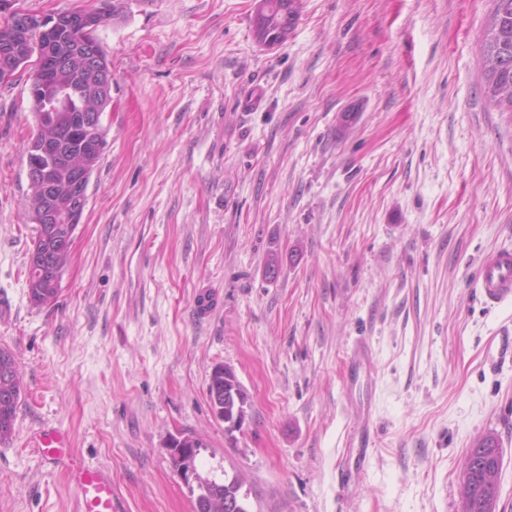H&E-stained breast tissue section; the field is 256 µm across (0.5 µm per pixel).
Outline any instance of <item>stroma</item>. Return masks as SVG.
<instances>
[{"label":"stroma","mask_w":512,"mask_h":512,"mask_svg":"<svg viewBox=\"0 0 512 512\" xmlns=\"http://www.w3.org/2000/svg\"><path fill=\"white\" fill-rule=\"evenodd\" d=\"M302 2L268 49L258 0H22L114 12L96 32L112 109L60 294L37 307L33 104L24 79L0 85V347L22 382L0 512H79L32 448L45 426L110 470L122 512H193L177 434L202 441L201 476L242 477L251 512H460V462L493 434L512 512V308L473 289L512 248V112L480 88L491 0ZM218 364L248 394L231 435ZM265 14H266V12L263 9H261V7H259L257 9V25L255 26L256 17H254L253 26H252L253 27L252 32H253V29L255 26V31H254L255 41L259 45L264 46V47H275V46L281 45V44L285 43L286 41H288V38L291 33H290V28L286 24L285 18H282V19L278 18L277 32L279 34V37L276 41H273V39H272L273 35L266 36V24L268 22V19L266 18ZM227 368L231 372L228 376L224 374V365L218 364L213 367L207 382V394L214 416L219 420H223L227 428L225 431L232 434L234 432L232 430L243 428L247 418V411H238L232 419L224 420L225 415L228 414L231 417L237 407V404L232 399L228 401V397L231 396L230 391L235 390L240 395L243 404L242 409L246 408L248 397L233 369L228 366Z\"/></svg>","instance_id":"obj_1"}]
</instances>
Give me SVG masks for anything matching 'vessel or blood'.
I'll list each match as a JSON object with an SVG mask.
<instances>
[{"instance_id": "b4317fda", "label": "vessel or blood", "mask_w": 512, "mask_h": 512, "mask_svg": "<svg viewBox=\"0 0 512 512\" xmlns=\"http://www.w3.org/2000/svg\"><path fill=\"white\" fill-rule=\"evenodd\" d=\"M476 295L488 307L512 304V249L502 248L482 261L474 282ZM64 437L57 429L41 430L36 449L45 460L62 465L77 487L81 512H120L112 492V476L103 468H89L65 448Z\"/></svg>"}]
</instances>
